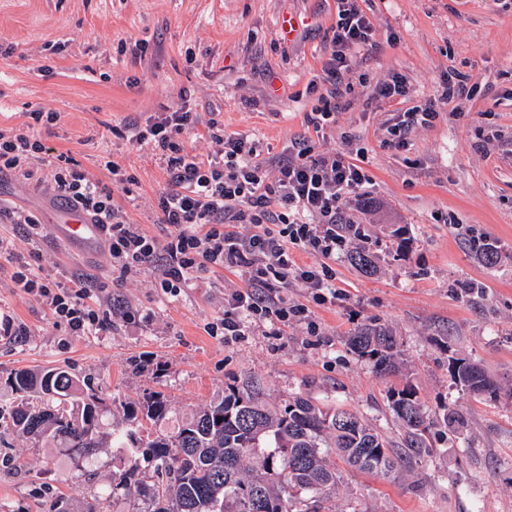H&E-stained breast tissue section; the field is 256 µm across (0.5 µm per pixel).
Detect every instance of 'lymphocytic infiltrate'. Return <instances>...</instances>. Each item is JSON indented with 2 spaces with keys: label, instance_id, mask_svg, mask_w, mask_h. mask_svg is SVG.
Instances as JSON below:
<instances>
[{
  "label": "lymphocytic infiltrate",
  "instance_id": "obj_1",
  "mask_svg": "<svg viewBox=\"0 0 512 512\" xmlns=\"http://www.w3.org/2000/svg\"><path fill=\"white\" fill-rule=\"evenodd\" d=\"M374 30L356 0H337L333 49L326 65L332 85L345 79L348 51L366 45ZM199 122L197 113L177 109L158 113L125 129L132 146H152L165 164L167 185L156 197L160 223L170 226L165 243L127 222L112 201L110 185L90 176L68 154L53 155L47 185L57 200L80 208L102 227L120 274L159 265L156 281L164 293L178 295L191 279L217 270L241 273L245 285L225 292L224 313L209 323L210 334L236 339L246 321L274 327L301 320L307 310L288 297L290 283H301L321 304L337 295L336 271L329 258L344 252L353 223L343 199L367 203L366 170L346 153L321 152L312 136L294 138L286 153L258 159L257 145L242 133L226 132L210 120L207 137L216 149L207 156L188 150L185 137ZM39 136L0 131V175L37 178L31 156L45 152ZM300 252L322 256L317 265L299 263ZM16 287L42 298L57 320L80 335L102 326L99 313L80 290H63L20 266Z\"/></svg>",
  "mask_w": 512,
  "mask_h": 512
}]
</instances>
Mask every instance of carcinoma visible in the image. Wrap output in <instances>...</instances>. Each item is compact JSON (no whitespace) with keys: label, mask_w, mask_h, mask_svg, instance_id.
<instances>
[{"label":"carcinoma","mask_w":512,"mask_h":512,"mask_svg":"<svg viewBox=\"0 0 512 512\" xmlns=\"http://www.w3.org/2000/svg\"><path fill=\"white\" fill-rule=\"evenodd\" d=\"M350 349L391 374L402 366L396 337L381 325L360 327ZM451 372L472 393L494 396L499 387L482 365L453 358ZM17 395L12 421L23 433L47 437L87 459L102 447L104 411L98 391L67 369L17 370L8 381ZM405 448H421L436 419L409 385L389 392ZM126 420L112 428V447L124 467L112 477V500L135 492L131 512H336V458L355 470L388 477L403 460L387 437L361 416L295 396L269 405L250 382L224 394L174 431L170 403L155 394L126 405Z\"/></svg>","instance_id":"1"}]
</instances>
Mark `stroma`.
I'll return each instance as SVG.
<instances>
[{"instance_id": "35a3bbf8", "label": "stroma", "mask_w": 512, "mask_h": 512, "mask_svg": "<svg viewBox=\"0 0 512 512\" xmlns=\"http://www.w3.org/2000/svg\"><path fill=\"white\" fill-rule=\"evenodd\" d=\"M376 31L372 45L349 56V85L336 122L319 139L325 152H362L376 207L347 200L345 209L377 257L369 275L337 255L335 303L319 305L300 284L288 295L307 320L280 333L248 323L240 340L210 335L225 290L240 273L198 278L172 296L156 288L158 268L120 278L106 248L71 251L45 225L55 202L42 189L0 179V208H21L43 223L31 236L0 223V512H46L64 498L69 512H112L115 449L75 461L49 439L14 430L6 380L21 368L63 367L104 392L102 432L123 419V405L162 393L189 417L227 386L258 384L269 403L303 394L360 412L394 445L404 429L388 393L412 386L430 413L455 409L463 426H433L401 477L382 479L340 469L338 512H512V0H358ZM297 15L300 30L281 44L278 22ZM337 19L336 0H0V130L40 134L112 188V200L149 236L165 241L155 197L165 187L162 160L119 135L129 119L186 106L200 126L193 152L213 147L205 121L218 115L227 132L250 135L262 157L281 153L305 130V116L328 96L324 65ZM406 78L405 102L377 97L391 74ZM464 87L441 100L445 82ZM434 105L430 125L407 147L386 144V129L412 107ZM37 112L57 113L51 126ZM111 154L135 179L113 183L99 158ZM498 250L494 265L477 254ZM27 265L62 288L85 280L86 301L111 314L114 300L139 320L114 321L71 335L39 298L16 288ZM319 326L311 335L308 321ZM381 324L396 336L402 367L377 373L348 338ZM481 363L497 396L456 383L449 361Z\"/></svg>"}]
</instances>
